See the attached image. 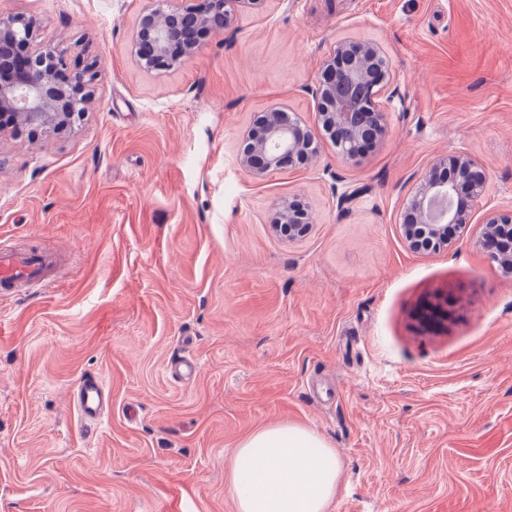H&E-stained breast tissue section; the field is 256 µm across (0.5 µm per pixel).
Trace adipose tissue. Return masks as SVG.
<instances>
[{"label":"adipose tissue","instance_id":"obj_1","mask_svg":"<svg viewBox=\"0 0 512 512\" xmlns=\"http://www.w3.org/2000/svg\"><path fill=\"white\" fill-rule=\"evenodd\" d=\"M339 471L335 451L317 432L286 423L246 436L228 477L237 512H326Z\"/></svg>","mask_w":512,"mask_h":512}]
</instances>
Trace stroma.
<instances>
[{"label":"stroma","mask_w":512,"mask_h":512,"mask_svg":"<svg viewBox=\"0 0 512 512\" xmlns=\"http://www.w3.org/2000/svg\"><path fill=\"white\" fill-rule=\"evenodd\" d=\"M152 0H0L70 59L97 61L71 132L0 138V247L59 252L48 285L0 299V512H236L226 465L296 423L340 462L327 512H512V278L477 244L512 205V0H267L190 61L141 67ZM387 52L381 147L262 179L240 135L339 41ZM486 166L447 250L406 246L400 214L438 156ZM297 198L289 243L269 228ZM452 293L445 326L420 306ZM189 383L167 365L182 349ZM112 406L79 420L78 378ZM269 223L274 235L295 242L309 234L314 221L312 212L305 204L282 200L276 204Z\"/></svg>","instance_id":"35a3bbf8"}]
</instances>
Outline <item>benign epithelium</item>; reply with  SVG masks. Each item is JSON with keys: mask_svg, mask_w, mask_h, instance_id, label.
Here are the masks:
<instances>
[{"mask_svg": "<svg viewBox=\"0 0 512 512\" xmlns=\"http://www.w3.org/2000/svg\"><path fill=\"white\" fill-rule=\"evenodd\" d=\"M266 0H172L165 8H146L132 37L134 55L151 69L169 70L192 59L215 35L234 38L233 17L259 10ZM96 63H72L64 51L38 38L35 18L0 14V135L10 127L70 130L93 102ZM395 81L385 50L376 42L342 41L304 88L316 103L318 125L346 162L363 156L364 140L382 145L385 113L380 98ZM317 133L280 106L259 113L241 136L239 163L255 179L272 172L308 168L321 156ZM483 165L464 151L436 158L406 200L401 231L409 249H448V227L472 223V208L455 203L465 194L474 202L485 193ZM312 212L303 203L283 200L270 218L271 232L289 242L309 234ZM478 244L512 276V209L488 213Z\"/></svg>", "mask_w": 512, "mask_h": 512, "instance_id": "7a95c632", "label": "benign epithelium"}]
</instances>
